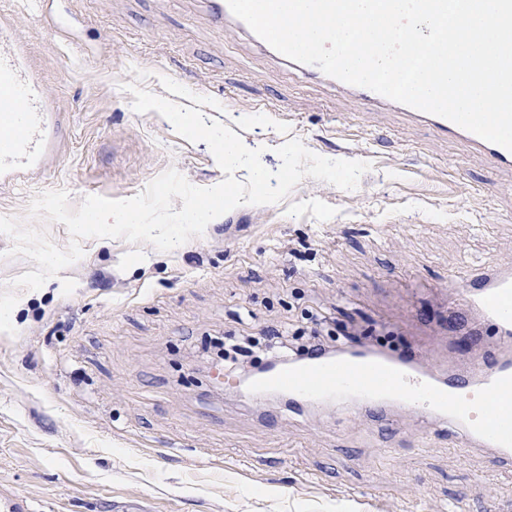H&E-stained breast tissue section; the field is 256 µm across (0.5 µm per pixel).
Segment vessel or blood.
I'll return each mask as SVG.
<instances>
[{"instance_id": "1", "label": "vessel or blood", "mask_w": 512, "mask_h": 512, "mask_svg": "<svg viewBox=\"0 0 512 512\" xmlns=\"http://www.w3.org/2000/svg\"><path fill=\"white\" fill-rule=\"evenodd\" d=\"M212 20L243 28L227 0H205ZM0 92L11 102L0 111V182L40 172L58 143L61 119L48 104L43 84L26 49L11 30L0 27ZM409 123H423L450 140L463 143L493 166L512 169V151L487 142L457 124L401 106ZM449 300L463 299L479 321L494 326L498 336L512 337V271L479 267L462 276ZM286 394L291 403H357L382 417L404 407L447 422L455 442L490 453L493 467H512V358L499 357L471 370L444 375L422 371L409 358L383 350L352 351L315 358L299 366L272 369L247 388L259 397Z\"/></svg>"}]
</instances>
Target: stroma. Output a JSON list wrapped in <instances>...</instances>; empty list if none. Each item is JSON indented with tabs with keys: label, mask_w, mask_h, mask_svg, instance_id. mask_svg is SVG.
Instances as JSON below:
<instances>
[{
	"label": "stroma",
	"mask_w": 512,
	"mask_h": 512,
	"mask_svg": "<svg viewBox=\"0 0 512 512\" xmlns=\"http://www.w3.org/2000/svg\"><path fill=\"white\" fill-rule=\"evenodd\" d=\"M65 16V32L52 26ZM66 126L42 176L0 185V215L44 230L36 195L126 199L176 169L200 187L224 174L206 143L128 83L201 110L261 149L299 139L332 160L371 162L357 189L303 179L283 201L241 205L189 245L86 238L84 256L19 290L15 335L0 333V490L34 512H491L512 474L451 443L418 414L371 417L244 401L205 339L289 326L302 307L360 342L464 370L512 356V339L473 330L449 280L512 267V171L457 142L360 106L288 68L201 0H0Z\"/></svg>",
	"instance_id": "stroma-1"
}]
</instances>
